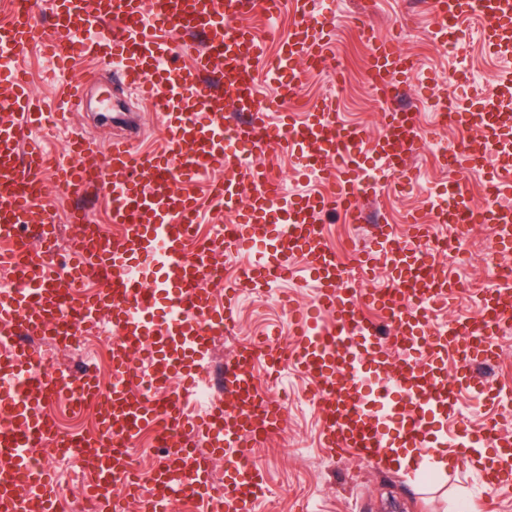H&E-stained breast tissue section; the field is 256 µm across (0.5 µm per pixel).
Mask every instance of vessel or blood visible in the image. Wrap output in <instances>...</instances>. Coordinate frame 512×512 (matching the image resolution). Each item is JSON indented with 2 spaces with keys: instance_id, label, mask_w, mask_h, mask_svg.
Segmentation results:
<instances>
[{
  "instance_id": "obj_1",
  "label": "vessel or blood",
  "mask_w": 512,
  "mask_h": 512,
  "mask_svg": "<svg viewBox=\"0 0 512 512\" xmlns=\"http://www.w3.org/2000/svg\"><path fill=\"white\" fill-rule=\"evenodd\" d=\"M293 2L298 18L271 55L238 19L280 10V0H96L92 11L83 0H55L50 54L62 61L111 60L138 100L151 103L164 146L139 152L128 138L116 136L97 161L91 141L75 133L66 138L61 157L49 156L39 132L50 107L34 97L21 72L11 77L12 91L0 102V239L17 237L42 207V176L48 172L71 195L106 187L111 225L120 227L122 243L114 245L110 225L93 223L77 207L68 216L78 233L65 263L54 260L57 226L51 213L38 226L36 246L0 256L17 273L14 287L0 290V336L18 343L0 358V512H60L54 475L32 458L41 446L62 451L80 437L35 413L51 396H67L78 414L100 405L99 435L84 464L90 469L88 489L103 512H122L128 500L140 502L143 512H168L188 495L205 512H251L266 491L253 447L285 421L281 402L256 392L253 369L260 360L274 371L289 359L306 372L315 384L326 447L371 465L381 463L393 436L407 448L428 447L427 419L452 414L461 386L495 401L496 392L474 369L497 356L496 335L512 323V289L485 292L478 316L435 333L428 315L447 303L454 284L436 253L421 247L419 215L408 218L412 242L380 224L370 244L341 254L320 224L331 210L358 221L361 199L383 191V184L365 180L367 159L409 182L407 161L424 144L416 113L395 103L413 68L410 58L395 40L374 36L369 16L359 15L354 24L368 45L365 78L380 104L382 132L372 138L361 126L342 122L332 98L303 121L285 113L271 119L257 73L277 80L287 101L301 84L298 64L315 68L332 52L333 24L314 16L308 0ZM431 10L444 44L460 43L463 20L478 13L484 18L481 44L498 58H512V0H431ZM34 26L27 7L0 27V58L16 59ZM198 33L203 42L195 41ZM214 69L219 77L213 85L206 76ZM95 84L90 72L68 84L73 111L87 108ZM445 110L467 134L437 160L453 172L440 192L438 219L456 228L496 224L500 241L511 240L512 208L504 201L512 197V71H502L492 89H474ZM277 150L296 157L305 174L319 175L331 191L292 195L275 185L260 159ZM208 172L218 178L203 200L191 186ZM474 172L483 173L492 203L473 198L466 177ZM219 206L229 222L218 238L252 254L242 282L226 285L220 298L210 287L214 248L196 243L193 231L202 209ZM297 255L305 258L316 285L314 305L331 316V324L289 311L292 347L270 341L243 346L226 368L233 410L212 407L186 416L182 403L207 364L211 337L231 330L241 289L286 279ZM381 266L389 272L388 284L360 289ZM92 268L103 280L90 292L85 278ZM104 313L120 341L113 385H100L89 370L73 377L38 368V351L21 344L36 334L66 342L73 323L95 328ZM392 345L405 353L396 363L389 359ZM451 358L458 363L453 374L447 369ZM155 423L165 454L150 477L154 493L144 498L136 473L122 462L142 429ZM201 436L209 440L208 452L195 444ZM457 445L464 461L480 467L488 489L512 484V436L496 420L462 431ZM213 457L224 460L220 491L212 482ZM115 480L125 485L123 497L107 492ZM23 485L34 491L35 503L20 496Z\"/></svg>"
}]
</instances>
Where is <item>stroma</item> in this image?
I'll return each mask as SVG.
<instances>
[{
    "label": "stroma",
    "mask_w": 512,
    "mask_h": 512,
    "mask_svg": "<svg viewBox=\"0 0 512 512\" xmlns=\"http://www.w3.org/2000/svg\"><path fill=\"white\" fill-rule=\"evenodd\" d=\"M309 7L318 14H331L335 28V43L349 47L343 62L346 79L337 92H330L323 74L302 73L304 96L292 104L296 115L319 107L326 94H334L339 112L345 122L365 128L369 135L381 131L379 105L364 80L367 47L352 27L353 19L369 12L375 32L384 38H394L401 50L413 62L412 77L405 88L403 100L415 105L421 126L426 132L447 143L460 137L452 127L435 129L432 96L454 90L462 96L466 87H450L447 78L459 69L471 73L479 86L492 84L504 69L503 61L488 58L479 41L467 40L455 53H446L433 35V24L424 0H310ZM51 15L43 13L33 42L19 55L18 64L29 85L39 97L55 102L58 86L78 77L87 68L98 70L99 87L108 89L113 101L123 105L126 116L146 125L148 132L137 138L136 147L146 149L160 145L161 137L155 117L149 107L141 106L119 83L114 66L91 58H79L60 68L45 51L44 44L52 36ZM97 109L71 112L58 117L42 132V139L51 151H59L67 134L76 132L91 136L97 152H104L112 136L111 125L102 123ZM416 185L406 186L394 193H382L363 201L362 206L371 219H383L400 224L406 213L417 211L429 214V204L421 194L420 185L434 187L448 179L447 172L436 167L428 149H421L408 161ZM45 203L53 211L59 225V241L67 243L76 227L68 223L72 208L83 207L91 221L106 224L110 221V206L105 196L88 192L76 198L47 184ZM314 290L302 279L278 281L246 291L235 307L236 323L222 340L212 342L211 356L231 359L240 346L249 344L260 333L270 332L280 345L292 344L288 334V311L284 301L312 308ZM255 379L270 394L288 398V421L285 436H274L254 455L256 464L267 477V492L256 504L255 512H379L383 502L393 500L403 512H461L465 504L477 502L492 506L493 512H512V486L489 491L483 476L472 466L459 462L458 448L437 453L414 450L423 459V467L408 462L391 468L373 466L353 456L336 457L321 443V416L314 403V385L302 370L293 365H281L278 372L267 373L263 364H256ZM462 416L440 417L441 433L454 437L463 427L479 428L488 418H496L500 426L512 432V406L490 408L473 396L470 389H461L458 399Z\"/></svg>",
    "instance_id": "obj_1"
}]
</instances>
